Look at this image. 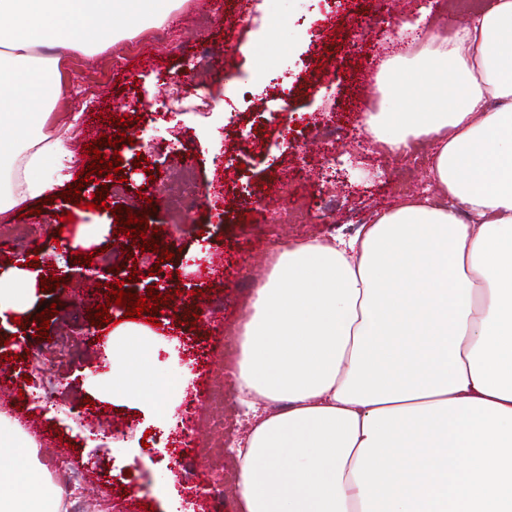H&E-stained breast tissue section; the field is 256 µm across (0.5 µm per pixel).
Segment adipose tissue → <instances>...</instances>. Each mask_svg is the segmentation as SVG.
I'll use <instances>...</instances> for the list:
<instances>
[{
	"instance_id": "adipose-tissue-1",
	"label": "adipose tissue",
	"mask_w": 512,
	"mask_h": 512,
	"mask_svg": "<svg viewBox=\"0 0 512 512\" xmlns=\"http://www.w3.org/2000/svg\"><path fill=\"white\" fill-rule=\"evenodd\" d=\"M173 0H0V215L52 196L72 152L51 125L67 52ZM369 132L435 144L441 200L353 237L283 248L251 300L236 384L239 512H512V0L380 69ZM41 289L0 270V320ZM0 512H63L34 445L0 431Z\"/></svg>"
}]
</instances>
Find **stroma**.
Returning <instances> with one entry per match:
<instances>
[{
  "mask_svg": "<svg viewBox=\"0 0 512 512\" xmlns=\"http://www.w3.org/2000/svg\"><path fill=\"white\" fill-rule=\"evenodd\" d=\"M494 0H281L277 12L257 9L252 20L239 19L240 0H177L164 23L125 29L111 44L88 55L71 52L65 69L68 89L54 108L57 128L69 130L75 176L83 200L96 189L80 185L78 171L91 157V118L102 113L135 118V125L107 126L106 136L127 134L118 146H104L101 157L120 154L125 196L107 197V206L89 210L61 197L31 201V215L0 217V239L10 248L0 253L5 268L34 251L47 256L49 268L62 278L60 288L42 292L38 302L55 305L46 338L33 343L30 355L18 359L12 336H25L41 320L28 315L22 324L0 329V355L16 359L10 376L22 396L0 399V409L25 424L36 420L29 434L40 448L49 472L61 461L90 471L96 484L90 503L114 512H204L196 469L207 467L209 392L217 372L232 387L239 352L238 332L253 284L263 283L280 247L325 239L340 231L353 233L371 223L376 212L408 197L435 196L430 173L432 148L418 140L421 157L391 154L375 144L367 131L368 113L377 111L381 94L376 75L387 59L386 39L400 22L426 16L430 31L447 35L465 26ZM209 51L207 69L195 70L202 51ZM259 56L261 68L245 58ZM287 77L288 97H266L265 88ZM180 86L186 94L205 88L213 106L198 112L172 113L168 91ZM337 125L359 133L357 142L328 153L319 130ZM148 160L137 167V157ZM224 157L225 167L215 165ZM192 169L200 189L209 193L204 207L184 216L182 231L166 219L165 188L185 169ZM335 198L336 207L322 211L321 200ZM303 207L306 221H278L283 201ZM152 211H145V203ZM145 211L157 228L158 251L124 254L125 234L115 233L113 206ZM72 214L65 241H54L59 215ZM93 227L94 250L122 264L124 271L150 267L161 252L171 253L166 268L170 290L202 291L215 309L212 317H182L152 337L151 370L171 384L187 381L186 397L195 413L193 447L183 449L180 465L170 460L172 445L156 423L140 415L135 404L114 402L102 393L112 387V362L98 355L110 323L124 315L109 307V323L93 326L88 311L106 303L101 263H73L71 244L79 225ZM222 259V272L210 265ZM52 400H39L43 391ZM90 416L80 429L70 407Z\"/></svg>",
  "mask_w": 512,
  "mask_h": 512,
  "instance_id": "35a3bbf8",
  "label": "stroma"
}]
</instances>
